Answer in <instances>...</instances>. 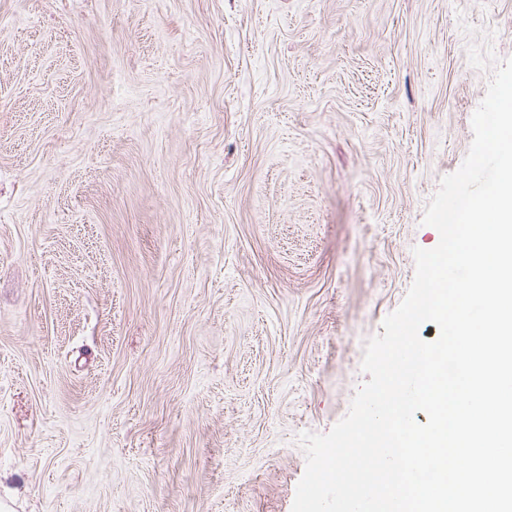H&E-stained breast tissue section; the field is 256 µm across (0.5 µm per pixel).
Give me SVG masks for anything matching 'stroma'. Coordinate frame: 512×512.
I'll return each mask as SVG.
<instances>
[{
	"label": "stroma",
	"mask_w": 512,
	"mask_h": 512,
	"mask_svg": "<svg viewBox=\"0 0 512 512\" xmlns=\"http://www.w3.org/2000/svg\"><path fill=\"white\" fill-rule=\"evenodd\" d=\"M486 32L512 0H0V503L292 512Z\"/></svg>",
	"instance_id": "stroma-1"
}]
</instances>
